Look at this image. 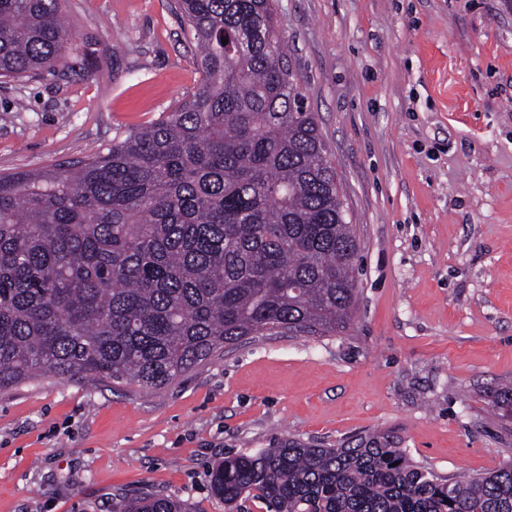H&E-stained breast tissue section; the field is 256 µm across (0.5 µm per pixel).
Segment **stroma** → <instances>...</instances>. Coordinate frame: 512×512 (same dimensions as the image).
<instances>
[{
  "label": "stroma",
  "instance_id": "obj_1",
  "mask_svg": "<svg viewBox=\"0 0 512 512\" xmlns=\"http://www.w3.org/2000/svg\"><path fill=\"white\" fill-rule=\"evenodd\" d=\"M177 0H66L75 51L0 80V173L150 125L201 84ZM359 242L333 336H251L161 390L45 375L0 390V512L152 491L225 512L212 466L279 439L393 430L443 475L512 460V0H277Z\"/></svg>",
  "mask_w": 512,
  "mask_h": 512
}]
</instances>
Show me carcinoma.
Masks as SVG:
<instances>
[{
    "label": "carcinoma",
    "mask_w": 512,
    "mask_h": 512,
    "mask_svg": "<svg viewBox=\"0 0 512 512\" xmlns=\"http://www.w3.org/2000/svg\"><path fill=\"white\" fill-rule=\"evenodd\" d=\"M201 86L64 170L0 174V389L45 373L163 389L248 336L328 335L357 303L359 243L273 0H178ZM227 43H222V40ZM64 0H0V78L54 72ZM232 512H512V463H414L392 431L227 456ZM112 512H186L122 496Z\"/></svg>",
    "instance_id": "obj_1"
}]
</instances>
